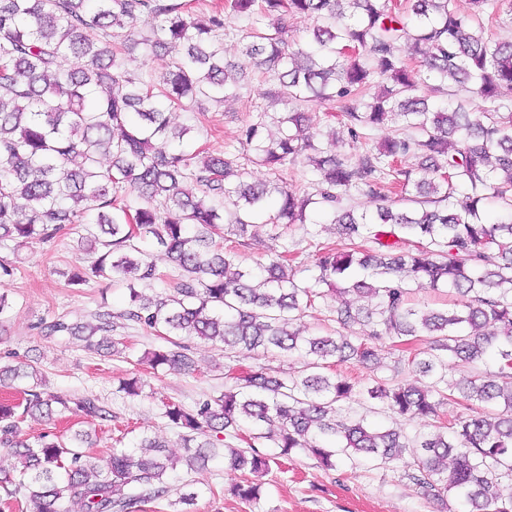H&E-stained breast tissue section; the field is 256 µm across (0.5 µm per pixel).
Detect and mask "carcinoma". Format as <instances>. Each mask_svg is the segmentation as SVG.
<instances>
[{"label": "carcinoma", "instance_id": "obj_1", "mask_svg": "<svg viewBox=\"0 0 512 512\" xmlns=\"http://www.w3.org/2000/svg\"><path fill=\"white\" fill-rule=\"evenodd\" d=\"M512 0H224L203 19L184 0H0V242L46 240L65 228L81 230V243L97 258L77 268L68 285L92 277L122 282L123 311L91 312L76 327L66 316L40 323L47 336L81 329L88 347L119 353L112 333L120 322L165 336L221 343L224 354L273 352L304 359L293 377L264 367H224L232 385L187 407L164 405L163 417L180 430L190 469L223 454L224 464L262 474L295 451L333 468L343 458L399 464L434 500L466 502L470 512H512V496L497 491L512 475V39L483 35L480 19ZM303 15L315 25L302 43L283 37L287 19ZM254 17L243 60L225 57L224 30L232 18ZM441 86L455 84L473 97L436 108L417 94V77L402 58L403 44ZM144 46L169 56L160 75L125 67L120 52ZM263 67L277 82L274 100L289 106L271 120L278 135H264L267 113L240 136L244 163L201 148L171 149L187 129L170 126L173 108L204 111L237 96L249 67ZM382 89L365 100L373 79ZM318 102L340 112L351 138L390 120L403 132L347 159L305 134ZM406 157L416 168L398 162ZM308 160L320 180L312 193L288 189V166ZM249 164L274 171L251 180ZM193 182L198 195L183 184ZM396 201L373 213L342 204L351 189ZM143 204L134 207L129 195ZM331 215L342 246H315L314 286L296 279L300 251L276 252L252 270L237 247L255 228L278 239L309 214ZM178 271L169 291L138 289L157 279L141 243L147 239ZM330 287L357 302L336 309L344 329L364 339L310 333L300 324ZM445 288L453 307L410 303L412 286ZM423 339L424 348L399 358L429 384L377 381L358 389L330 361L380 362V345L395 350ZM469 365L448 379V356ZM497 369H486L488 362ZM156 370L190 372L189 346L145 353ZM21 388L17 402L0 401V447L18 459L0 469L7 498L24 495L30 512H136L166 498L165 480L178 458L147 436L141 452L114 448L103 466L87 462L71 438L27 437L29 419L73 412L105 420L93 395L46 390L36 370L0 366V382ZM459 392L465 402L493 409L461 416L410 438L402 432L344 416L341 406L360 398L403 417L439 418ZM265 439L277 451L260 455ZM232 493L256 501L261 485L245 481Z\"/></svg>", "mask_w": 512, "mask_h": 512}]
</instances>
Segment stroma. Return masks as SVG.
Returning a JSON list of instances; mask_svg holds the SVG:
<instances>
[{"label":"stroma","instance_id":"stroma-1","mask_svg":"<svg viewBox=\"0 0 512 512\" xmlns=\"http://www.w3.org/2000/svg\"><path fill=\"white\" fill-rule=\"evenodd\" d=\"M275 86L257 71L244 80L238 98L222 104L207 105L205 113L173 109L174 124L189 128L183 147L191 152L202 146L240 155L241 127L255 119L259 110L282 111L270 94ZM77 231L61 230L46 243L0 244V260L11 262L14 274L5 286L13 304L0 320V365L24 361L32 364L45 378L51 391L73 395H96L110 412L107 421H81L80 417L52 423L27 422L28 436L42 432L68 435L80 429L89 433L92 445L85 453L100 464L111 448H130L143 434L164 441L170 453L181 455L178 431L162 415L167 401L193 403L224 388L223 345L192 341L195 371L184 374L152 372L140 365L145 351L162 346L163 340L140 329H120L115 336L124 345L122 353L103 356L85 349L75 336H44L36 326L43 319L65 314L70 320L105 306L118 312L125 306L124 285L94 279L82 288L66 284L65 274L74 267L89 264V256L78 246ZM300 244L304 268L298 277L312 282L314 244L340 246L334 225L319 213L314 223L292 225L286 235L271 240L268 228H258L239 254L245 265L265 262L271 250H283ZM339 371L360 386L381 380L390 384H420L418 373L397 369L396 358L384 356L380 365L363 367L353 362L339 364ZM140 375L143 393L135 398L119 393L122 380ZM240 472L225 466L223 459L211 461L206 468L187 470L178 466L168 474L174 489L190 485L197 497L193 504H171L160 499L142 504L140 512H438L436 503L421 494L404 475L402 466L379 467L338 464L325 469L311 454H293L281 467L272 468L263 478L264 493L259 501L245 502L233 497L230 487L241 481Z\"/></svg>","mask_w":512,"mask_h":512}]
</instances>
